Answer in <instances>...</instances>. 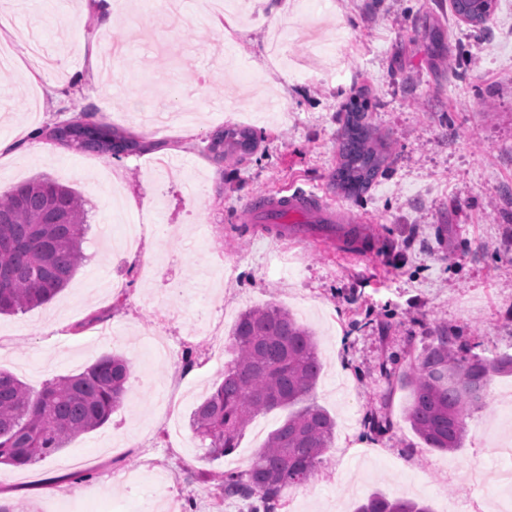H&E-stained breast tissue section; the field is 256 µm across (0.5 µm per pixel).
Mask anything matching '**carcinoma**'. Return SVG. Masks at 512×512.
<instances>
[{"mask_svg":"<svg viewBox=\"0 0 512 512\" xmlns=\"http://www.w3.org/2000/svg\"><path fill=\"white\" fill-rule=\"evenodd\" d=\"M454 14L484 24L493 0H451ZM82 153L110 158L143 153L149 145L106 123L75 117L36 132ZM257 147L248 128L216 131L209 158H243ZM385 163L374 143L366 113L343 117L333 180L348 195L368 191ZM85 200L75 189L40 175L0 195V314H15L53 299L84 261ZM235 357L224 364L223 380L193 410L189 426L200 439L203 459L217 460L238 446L252 418L277 408L297 407L273 430L244 472L221 475L224 499L245 512H278L285 489L310 481L331 448L336 420L312 398L322 372L315 334L287 309L270 302L240 314L231 337ZM130 364L106 354L85 371L56 379L38 392L0 371V464L24 467L52 456L74 437L104 425L127 394ZM388 390L401 384L412 399L404 420L426 447L452 452L462 446L471 410L497 375L512 376V354L469 356L448 335L399 369L383 368ZM393 425L386 412L371 414L364 427L383 435ZM355 512H429L410 499L373 494Z\"/></svg>","mask_w":512,"mask_h":512,"instance_id":"obj_1","label":"carcinoma"}]
</instances>
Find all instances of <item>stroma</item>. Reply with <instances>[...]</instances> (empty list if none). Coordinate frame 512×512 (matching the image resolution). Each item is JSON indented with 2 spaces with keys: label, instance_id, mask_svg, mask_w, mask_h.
Returning a JSON list of instances; mask_svg holds the SVG:
<instances>
[{
  "label": "stroma",
  "instance_id": "35a3bbf8",
  "mask_svg": "<svg viewBox=\"0 0 512 512\" xmlns=\"http://www.w3.org/2000/svg\"><path fill=\"white\" fill-rule=\"evenodd\" d=\"M288 14L280 60L268 49L272 17L256 6L223 39L199 0H184L176 23L154 0H125L102 36L92 0H19L0 24L12 55L0 69V139L16 144L15 156H0V194L46 175L90 202L86 260L69 284L47 304L0 315V368L37 392L108 353L131 364L127 399L103 426L35 464H0V498L17 512H240L209 475L248 469L286 410L258 414L214 462L189 417L233 357L239 313L267 302L315 333V400L336 420L317 474L286 489L279 512H355L374 493L431 512L452 501L460 512H497V440L512 437V409L484 398L461 448L423 452L403 419L408 393L387 394L381 367L418 356L442 325L470 353L512 354V0H496L480 28L458 20L450 0H288ZM340 15L344 39L311 52L299 26ZM221 39L227 70L209 56ZM117 42L111 72L92 75V46ZM228 76L246 91L245 112L224 108ZM190 85L207 98L194 119L144 124ZM354 101L388 156L357 199L333 183ZM80 112L157 148L107 159L29 136ZM228 126L252 129L257 148L218 164L206 146ZM114 184L125 222L145 227L123 254L108 240L120 231ZM296 190L325 194L338 223H292L280 235L253 221L258 196ZM351 215L365 219L354 235ZM152 258L148 279L139 267ZM380 319L394 324L384 339ZM152 335L171 356H148L139 339ZM384 407L392 432L366 437V414Z\"/></svg>",
  "mask_w": 512,
  "mask_h": 512
}]
</instances>
